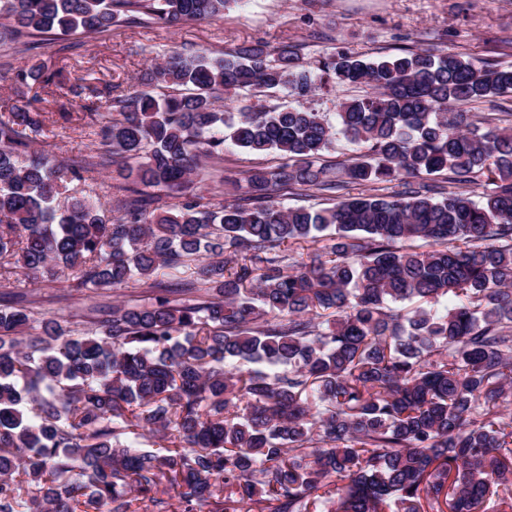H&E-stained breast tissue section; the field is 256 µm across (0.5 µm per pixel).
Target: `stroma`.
<instances>
[{
  "label": "stroma",
  "instance_id": "35a3bbf8",
  "mask_svg": "<svg viewBox=\"0 0 512 512\" xmlns=\"http://www.w3.org/2000/svg\"><path fill=\"white\" fill-rule=\"evenodd\" d=\"M71 41L73 47L67 51L59 50L53 41L32 52L0 41V64L12 71L11 76L0 78V113L24 104L40 112H59L74 101L69 85L41 89L14 79V72L32 63L75 76L90 73L99 83L110 82L126 89L135 85L149 65L162 62L175 47L218 54L262 41L273 48L294 46L306 64L338 47L365 56L437 48L493 65H510L512 0H234L219 19L170 27L146 18L138 24L115 26L95 39L75 35ZM31 148L52 152L65 161L79 153L90 156L101 151L97 127L76 122L47 123L33 136ZM277 163V157L271 154L253 155L227 148L219 175L199 182L198 190L215 204L232 200L233 190L225 185V176ZM119 181L117 167L111 164L89 172L86 181L71 184L70 190L100 198L115 210L122 205V195L115 189ZM18 290L27 294L36 310L78 323L94 305L118 301L144 304L150 297L146 287L138 283L113 293L87 296L71 291L63 280L27 277L21 286H0V304L8 305Z\"/></svg>",
  "mask_w": 512,
  "mask_h": 512
}]
</instances>
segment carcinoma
Returning a JSON list of instances; mask_svg holds the SVG:
<instances>
[{"label": "carcinoma", "mask_w": 512, "mask_h": 512, "mask_svg": "<svg viewBox=\"0 0 512 512\" xmlns=\"http://www.w3.org/2000/svg\"><path fill=\"white\" fill-rule=\"evenodd\" d=\"M230 2L0 0V17L30 52ZM18 77L59 74L35 62ZM331 79L364 89L334 124L300 105ZM269 89L299 105L216 106ZM74 94L89 104L60 119L98 127L126 164L124 205L110 219L85 196L59 204L92 163L31 151L46 113H0V284L65 273L83 293L153 297L89 308L82 333L23 294L0 308V512H168L170 490L180 512H486L494 495L512 512V126L464 110L512 96V65L338 49L305 67L257 41L173 50L131 90L85 78ZM338 134L359 149L342 178L320 163ZM227 141L280 163L213 204L191 175ZM307 192L339 199L276 201ZM414 239L428 249L403 248ZM443 297L457 302L440 314Z\"/></svg>", "instance_id": "carcinoma-1"}]
</instances>
